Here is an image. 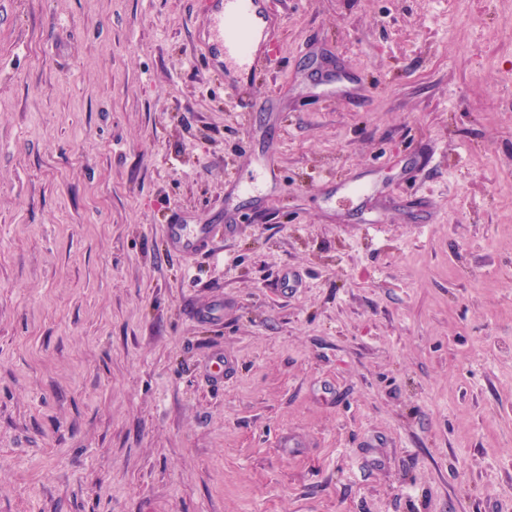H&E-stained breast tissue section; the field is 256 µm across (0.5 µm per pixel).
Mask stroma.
I'll return each mask as SVG.
<instances>
[{
    "instance_id": "obj_1",
    "label": "stroma",
    "mask_w": 512,
    "mask_h": 512,
    "mask_svg": "<svg viewBox=\"0 0 512 512\" xmlns=\"http://www.w3.org/2000/svg\"><path fill=\"white\" fill-rule=\"evenodd\" d=\"M265 5L0 0V512H512V0ZM207 41L197 46L195 54L218 64H230L252 70L270 34L271 20L264 0H208ZM216 229L211 224H168L165 237L172 251L182 258L196 257L213 239Z\"/></svg>"
}]
</instances>
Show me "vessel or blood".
Wrapping results in <instances>:
<instances>
[{
    "label": "vessel or blood",
    "mask_w": 512,
    "mask_h": 512,
    "mask_svg": "<svg viewBox=\"0 0 512 512\" xmlns=\"http://www.w3.org/2000/svg\"><path fill=\"white\" fill-rule=\"evenodd\" d=\"M207 39L197 46L199 56L219 64L254 69L271 26L263 0H210ZM216 229L210 224H169L165 237L172 251L183 258L202 254Z\"/></svg>",
    "instance_id": "vessel-or-blood-1"
}]
</instances>
